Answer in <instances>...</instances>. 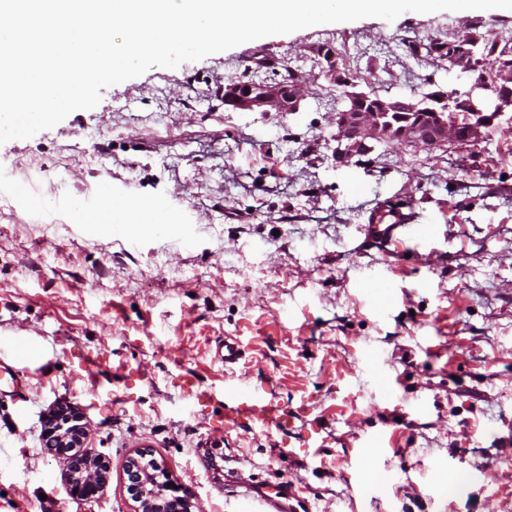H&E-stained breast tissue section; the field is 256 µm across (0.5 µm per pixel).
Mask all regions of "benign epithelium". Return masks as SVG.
<instances>
[{
	"instance_id": "7a95c632",
	"label": "benign epithelium",
	"mask_w": 512,
	"mask_h": 512,
	"mask_svg": "<svg viewBox=\"0 0 512 512\" xmlns=\"http://www.w3.org/2000/svg\"><path fill=\"white\" fill-rule=\"evenodd\" d=\"M472 50L462 46L450 51L448 66L471 77L469 89L459 95L452 112H423L416 116L400 112L404 100L386 97L381 109L336 113V153L351 157L373 143L397 142L406 146L434 149L448 143H475L482 137L486 122L512 106V65H496L490 72H478ZM300 83L286 91L281 85L257 88L246 84L225 87L226 99L237 108L250 112H294L297 109ZM57 427L50 431L55 446L68 448L72 456L64 474L69 494L77 500L98 497L109 481L104 458L85 451L88 423L80 409L60 404L48 414ZM160 465L152 452L139 448L130 457L126 470L137 476L131 488L134 512H193L194 503L175 485L158 481Z\"/></svg>"
}]
</instances>
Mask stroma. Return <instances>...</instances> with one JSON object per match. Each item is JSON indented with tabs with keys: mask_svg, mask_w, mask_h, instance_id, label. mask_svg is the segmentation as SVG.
<instances>
[{
	"mask_svg": "<svg viewBox=\"0 0 512 512\" xmlns=\"http://www.w3.org/2000/svg\"><path fill=\"white\" fill-rule=\"evenodd\" d=\"M466 27L511 37L512 11L256 39L103 88L95 108L0 144V512H133L139 448L200 512H256V486L312 512H512V110L475 144L340 160V92L319 75L325 45L357 90L462 92L425 46ZM283 64L302 82L298 111L217 92L278 82ZM383 204L411 207L433 241L362 249ZM374 271L389 288L370 286ZM228 381L293 427H225ZM56 403L82 409L87 451L110 463L95 499L71 498L64 456L40 449Z\"/></svg>",
	"mask_w": 512,
	"mask_h": 512,
	"instance_id": "1",
	"label": "stroma"
}]
</instances>
